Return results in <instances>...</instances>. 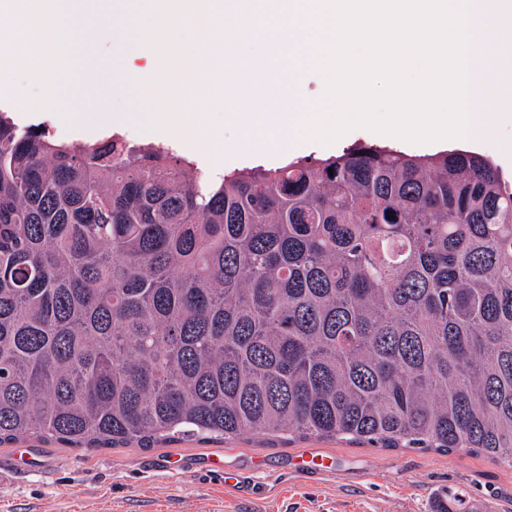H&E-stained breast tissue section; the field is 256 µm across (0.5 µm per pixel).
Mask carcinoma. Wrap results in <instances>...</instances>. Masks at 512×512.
Returning a JSON list of instances; mask_svg holds the SVG:
<instances>
[{"mask_svg": "<svg viewBox=\"0 0 512 512\" xmlns=\"http://www.w3.org/2000/svg\"><path fill=\"white\" fill-rule=\"evenodd\" d=\"M243 434L512 468V173L361 144L217 176L0 112V446Z\"/></svg>", "mask_w": 512, "mask_h": 512, "instance_id": "obj_1", "label": "carcinoma"}]
</instances>
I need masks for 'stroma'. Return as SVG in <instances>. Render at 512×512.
<instances>
[{
    "instance_id": "obj_1",
    "label": "stroma",
    "mask_w": 512,
    "mask_h": 512,
    "mask_svg": "<svg viewBox=\"0 0 512 512\" xmlns=\"http://www.w3.org/2000/svg\"><path fill=\"white\" fill-rule=\"evenodd\" d=\"M89 56L57 65L56 96L47 100L28 71L15 69L22 100L0 96V109L24 124H38L74 143L96 141L113 126L80 125L71 114L86 88L105 94L104 109L124 116L121 134L141 143L160 138L152 103L139 98L124 52L112 38L88 40ZM123 85L120 95L110 94ZM382 145L376 133L358 128L336 143L294 142L289 157L311 160L336 155L355 142ZM176 149L205 170L252 166L248 151H217L186 137ZM321 456L330 472L301 477L297 463ZM247 474L245 493L225 487L209 460ZM447 488L478 512H512V468L459 450L450 454L417 448H368L312 437L284 447H267L244 437L221 445L190 439L162 448H114L75 452L37 441L0 447V512H432L434 492Z\"/></svg>"
}]
</instances>
